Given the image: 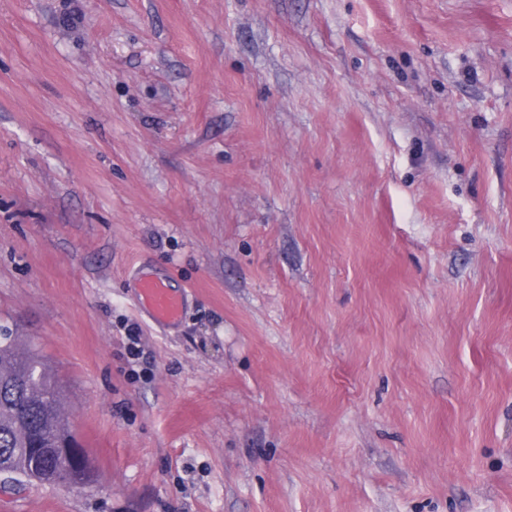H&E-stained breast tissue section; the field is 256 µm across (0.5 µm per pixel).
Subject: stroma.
<instances>
[{
	"mask_svg": "<svg viewBox=\"0 0 512 512\" xmlns=\"http://www.w3.org/2000/svg\"><path fill=\"white\" fill-rule=\"evenodd\" d=\"M1 328L0 512H512V0H0ZM139 308L147 311L150 319L159 326L175 323L184 311V296L173 290L161 278L146 275L139 270L132 273ZM61 401V386L38 349L20 336H0V473L55 485L62 472L74 471L52 449L72 434ZM9 474L1 473V481Z\"/></svg>",
	"mask_w": 512,
	"mask_h": 512,
	"instance_id": "1",
	"label": "stroma"
}]
</instances>
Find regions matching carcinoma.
<instances>
[{
    "instance_id": "cac0c4a2",
    "label": "carcinoma",
    "mask_w": 512,
    "mask_h": 512,
    "mask_svg": "<svg viewBox=\"0 0 512 512\" xmlns=\"http://www.w3.org/2000/svg\"><path fill=\"white\" fill-rule=\"evenodd\" d=\"M61 401V386L38 349L18 336H0V473L54 485L73 472L53 452L72 434Z\"/></svg>"
}]
</instances>
